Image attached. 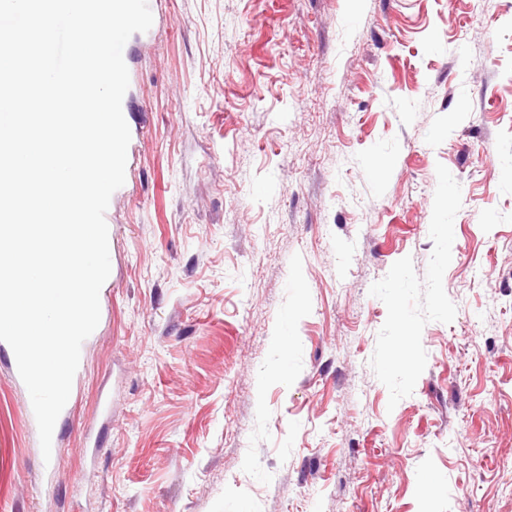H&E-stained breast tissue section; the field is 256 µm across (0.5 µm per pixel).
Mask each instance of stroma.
I'll return each mask as SVG.
<instances>
[{
  "mask_svg": "<svg viewBox=\"0 0 512 512\" xmlns=\"http://www.w3.org/2000/svg\"><path fill=\"white\" fill-rule=\"evenodd\" d=\"M158 12L52 460L0 348V512H512V0Z\"/></svg>",
  "mask_w": 512,
  "mask_h": 512,
  "instance_id": "1",
  "label": "stroma"
}]
</instances>
